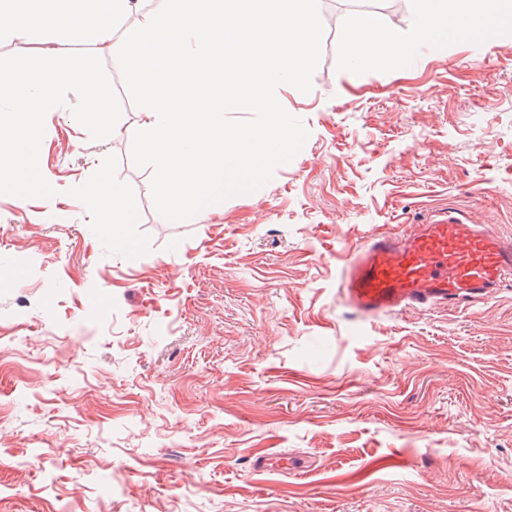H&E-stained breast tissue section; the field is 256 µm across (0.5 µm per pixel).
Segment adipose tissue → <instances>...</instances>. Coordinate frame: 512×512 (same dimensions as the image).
I'll use <instances>...</instances> for the list:
<instances>
[{
  "instance_id": "1",
  "label": "adipose tissue",
  "mask_w": 512,
  "mask_h": 512,
  "mask_svg": "<svg viewBox=\"0 0 512 512\" xmlns=\"http://www.w3.org/2000/svg\"><path fill=\"white\" fill-rule=\"evenodd\" d=\"M415 7L416 38L434 46L444 45L456 30L485 40L499 33L500 21L512 18V0H415ZM412 48V43L395 39L377 17L353 23L346 42L347 55L367 65H397ZM83 196L109 230L131 223L133 213L121 183L100 177L86 186Z\"/></svg>"
}]
</instances>
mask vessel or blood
<instances>
[{
	"instance_id": "1",
	"label": "vessel or blood",
	"mask_w": 512,
	"mask_h": 512,
	"mask_svg": "<svg viewBox=\"0 0 512 512\" xmlns=\"http://www.w3.org/2000/svg\"><path fill=\"white\" fill-rule=\"evenodd\" d=\"M512 279V239L457 212L374 232L343 266L336 295L359 328L406 310L483 300Z\"/></svg>"
}]
</instances>
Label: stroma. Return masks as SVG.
<instances>
[{"instance_id": "35a3bbf8", "label": "stroma", "mask_w": 512, "mask_h": 512, "mask_svg": "<svg viewBox=\"0 0 512 512\" xmlns=\"http://www.w3.org/2000/svg\"><path fill=\"white\" fill-rule=\"evenodd\" d=\"M339 2L311 91L276 92L303 149L190 220L132 162L111 50L118 134L47 115L55 196L0 195V512H512V281L362 336L336 298L343 258L434 209L512 237V30L358 67ZM103 175L118 240L81 194ZM83 196L89 207L98 214L101 224H107L113 238H120V227L130 224L133 218L124 186L102 176L86 186Z\"/></svg>"}]
</instances>
